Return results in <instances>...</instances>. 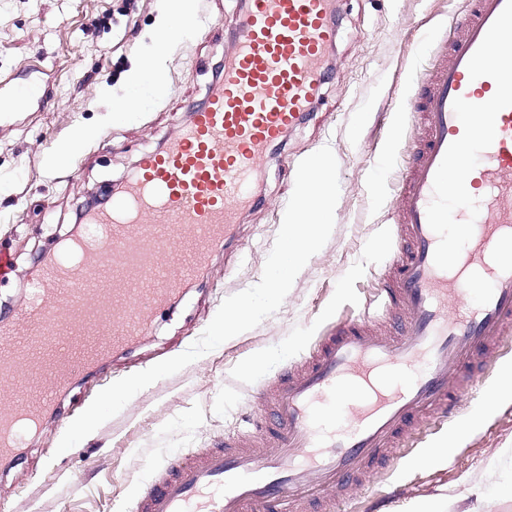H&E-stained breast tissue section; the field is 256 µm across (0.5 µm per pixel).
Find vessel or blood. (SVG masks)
Listing matches in <instances>:
<instances>
[{"instance_id":"vessel-or-blood-1","label":"vessel or blood","mask_w":512,"mask_h":512,"mask_svg":"<svg viewBox=\"0 0 512 512\" xmlns=\"http://www.w3.org/2000/svg\"><path fill=\"white\" fill-rule=\"evenodd\" d=\"M467 2L405 101L420 147L384 286L260 391L254 431L156 466L135 512H336L338 481L361 485L418 424L448 422L512 342V0ZM339 12L340 0H246L204 104L44 263L20 317L0 324L1 460L75 376L137 344L213 251L236 245L269 150L319 96ZM451 223L467 238L453 257ZM476 277L484 294L465 304Z\"/></svg>"}]
</instances>
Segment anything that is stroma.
<instances>
[{
  "instance_id": "stroma-1",
  "label": "stroma",
  "mask_w": 512,
  "mask_h": 512,
  "mask_svg": "<svg viewBox=\"0 0 512 512\" xmlns=\"http://www.w3.org/2000/svg\"><path fill=\"white\" fill-rule=\"evenodd\" d=\"M197 2L194 29L164 63L169 92L117 122L112 102L146 53L164 0H0V250L16 261L0 283V321L16 316L41 259L68 237L89 198L109 196L140 156L176 136L192 106L206 99L232 48L242 2ZM456 8V0H342L319 102L269 153L255 202L240 215L236 247L214 251L209 270L185 285L152 334L59 396L42 432L27 436L17 458L0 465L4 512H133L155 463L245 427L260 414L264 382L298 358L306 340L366 306L392 258L397 189L418 139L399 98L417 80L413 59L429 54L425 32L443 37ZM27 84L37 85L39 95L11 104L14 90ZM79 125L96 135L79 146L78 161L52 159L53 148ZM325 146L339 165L334 229L281 308L140 391L78 445L56 454L68 424L98 392L159 362L167 350H186L226 297L259 282L294 189V167ZM262 354L269 357L264 372L249 373ZM480 398L476 385L461 395L453 423L470 429L444 461L418 464L447 438L445 428L345 496L343 512H416L428 501L440 512H460L475 485L512 481V394L483 414Z\"/></svg>"
}]
</instances>
